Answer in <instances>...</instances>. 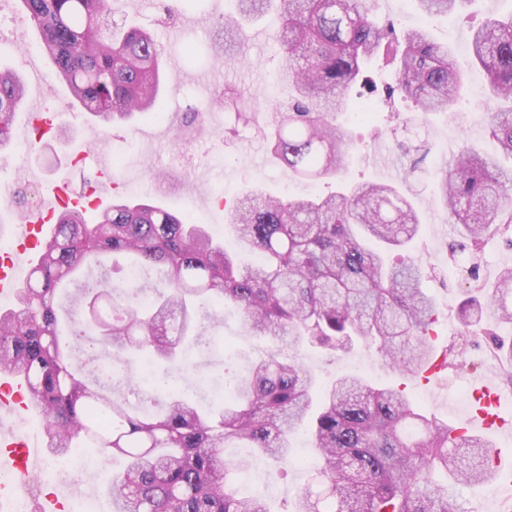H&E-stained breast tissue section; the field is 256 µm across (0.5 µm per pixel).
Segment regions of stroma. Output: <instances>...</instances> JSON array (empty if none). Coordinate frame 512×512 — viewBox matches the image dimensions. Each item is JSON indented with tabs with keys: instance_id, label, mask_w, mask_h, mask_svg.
I'll return each mask as SVG.
<instances>
[{
	"instance_id": "35a3bbf8",
	"label": "stroma",
	"mask_w": 512,
	"mask_h": 512,
	"mask_svg": "<svg viewBox=\"0 0 512 512\" xmlns=\"http://www.w3.org/2000/svg\"><path fill=\"white\" fill-rule=\"evenodd\" d=\"M512 10V0H468L448 17H436L429 28L433 37L448 44L454 56L466 55L472 27ZM159 0H112V17L118 25H136L155 34L162 49L161 68L164 89L159 97L161 118L140 120L131 125L102 128L81 109L61 111L58 122L62 135L51 148L27 162L0 157V188L23 187L65 178L74 193H83L99 168H118L114 181L117 191L131 199L141 198V186L162 184V203L168 209L189 214L194 223L204 225L234 249L235 241L224 223V209L214 196L227 192L238 195L260 184L277 197L327 195L339 182L350 184L396 183L418 210L421 233L410 252L411 258L426 269L424 282L437 306V323L432 329L437 343L457 340L462 332L457 312L464 292L471 286L467 273L477 263L484 284H492L499 271L512 266V248L494 233L488 234L475 260L451 257L456 236L449 223L436 172L440 163L461 147L487 154L493 146L486 133L487 113L494 102L483 98L480 107L471 104V89L485 85L483 72L472 70L464 78L462 98L455 112H432L421 117V148L401 155L394 146L406 122L417 116L411 103L395 97L380 105L370 119L357 120L340 113L337 124L349 129L355 140L353 155L340 180L326 179L317 184L292 180L286 166L270 154L266 135L281 112L287 111L292 89L276 82L280 48L271 36L272 23L265 20L247 25L241 54L227 55L215 50L220 24L234 14L233 0H199L197 6H181L174 20L159 24ZM0 69L19 72L25 82L23 103L16 112L13 143H27L26 116L32 105L56 96L67 97L66 87L44 78L51 66L43 51H30L37 36L19 11L17 0H0ZM242 91L253 122L235 127L224 108V87ZM84 144L89 156L83 163L68 165L75 144ZM485 332L470 334L467 341L468 367L444 373L440 379L422 382L419 377L393 371L376 347L364 344L352 351L326 352L306 349L304 361L322 381L344 373H358L382 385L404 389L409 398L427 413L439 418L465 416L464 391L471 383L490 379L512 394L501 364H487L485 352L489 333L512 344V323L499 321L494 312L484 318ZM225 344L236 354L221 352L197 358L194 382L214 386L221 379L244 377L251 362L263 355L265 347L233 311L224 314L221 331ZM293 462L288 469L271 460L258 461L249 479L254 492L264 495L274 512H283L297 490L308 483L314 471V453L306 437H297ZM111 464L90 459L75 470L64 490L91 498L97 512H111L105 484ZM453 512H502L505 502L496 483L457 484L449 489Z\"/></svg>"
}]
</instances>
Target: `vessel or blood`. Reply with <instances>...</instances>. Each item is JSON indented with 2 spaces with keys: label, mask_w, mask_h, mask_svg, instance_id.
Listing matches in <instances>:
<instances>
[{
  "label": "vessel or blood",
  "mask_w": 512,
  "mask_h": 512,
  "mask_svg": "<svg viewBox=\"0 0 512 512\" xmlns=\"http://www.w3.org/2000/svg\"><path fill=\"white\" fill-rule=\"evenodd\" d=\"M58 115L54 112L33 110L28 115L31 129L42 136L55 133ZM42 205L29 212L11 231L17 247L11 254L0 257V297H15L27 268L39 255L40 244L54 228L57 213L68 207H83L87 203L73 194L65 180L56 179L45 184ZM90 205L94 209L109 207L111 192L93 191ZM28 385L8 373H0V465L12 477V487L0 491V508L11 502L14 493L25 490L43 463L44 451L38 442L9 426L8 420L29 412L31 403L26 398ZM504 396L490 385H482L472 392L469 415L463 420L464 429H476L489 436L512 430V414L506 413Z\"/></svg>",
  "instance_id": "vessel-or-blood-1"
}]
</instances>
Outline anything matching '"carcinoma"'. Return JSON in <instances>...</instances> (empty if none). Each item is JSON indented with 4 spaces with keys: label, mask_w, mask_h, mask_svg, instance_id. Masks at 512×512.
Instances as JSON below:
<instances>
[{
    "label": "carcinoma",
    "mask_w": 512,
    "mask_h": 512,
    "mask_svg": "<svg viewBox=\"0 0 512 512\" xmlns=\"http://www.w3.org/2000/svg\"><path fill=\"white\" fill-rule=\"evenodd\" d=\"M224 23V53L241 49L242 23L274 11L282 25L278 76L294 102L269 134L271 153L294 177L333 179L346 168L353 138L331 115L371 107L350 96L365 71L391 69L388 94L418 112H452L463 77L448 46L428 25L396 32L381 27L366 0H235ZM423 17L447 15L467 0H413ZM53 73L75 102L104 124L157 116L161 49L130 26L108 37L101 28L112 0H19ZM474 63L491 94L489 134L512 159V13L470 37ZM23 80L0 70V154L12 144ZM242 94L224 89L238 111ZM439 189L458 224L454 254L477 255L488 231L512 245V168L498 156L462 150L442 168ZM241 249L261 260L242 266L201 225L157 203H112L107 210L60 214L18 298L0 311V371L27 380L47 447L63 456L91 448L123 470L105 488L114 512H270L263 497L244 496L239 482L256 460L291 462L293 432L305 427L317 466L291 512H451L448 486L487 483L495 472L486 442L450 436L455 426L423 413L402 391L355 375L319 384L302 349L377 346L399 371L429 364L433 303L425 272L411 258L391 261L418 235L421 219L392 184L340 185L318 197L282 200L242 192L229 213ZM134 258L138 285L115 282L102 257ZM161 275L158 288L151 272ZM150 294L144 305L139 295ZM234 307L252 335L270 341L248 377L209 407L182 391L191 366L185 344L210 346L203 320L222 323L213 307ZM512 323V267L491 292L474 285L459 307L464 335L487 310ZM87 349V363L74 351ZM160 359L175 377L144 388L126 370L132 357ZM467 363L463 344L445 349V368ZM227 448H249L229 459Z\"/></svg>",
    "instance_id": "1"
}]
</instances>
